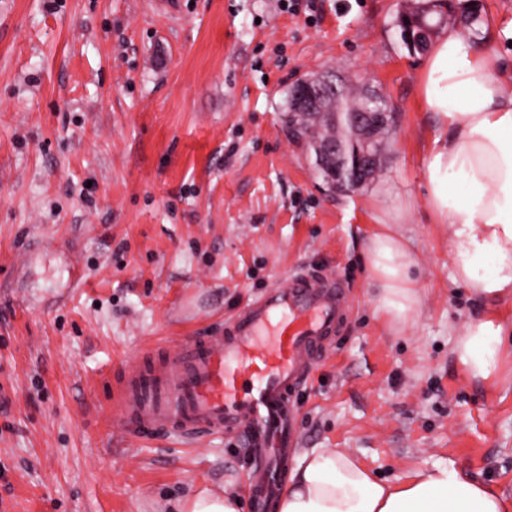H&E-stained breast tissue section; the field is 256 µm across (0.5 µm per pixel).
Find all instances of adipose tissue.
I'll list each match as a JSON object with an SVG mask.
<instances>
[{
	"label": "adipose tissue",
	"instance_id": "adipose-tissue-1",
	"mask_svg": "<svg viewBox=\"0 0 512 512\" xmlns=\"http://www.w3.org/2000/svg\"><path fill=\"white\" fill-rule=\"evenodd\" d=\"M499 56L451 28L435 42L422 70L423 102L446 136L425 162L433 215L450 224L454 282L495 304L512 298V96L497 70ZM364 257L382 287L379 313L403 325L420 305L411 275L415 259L387 233L373 235ZM512 324L468 322L455 351L475 379L495 377ZM276 512H512V502L454 464L418 472L392 485L378 481L350 454L305 452L275 504Z\"/></svg>",
	"mask_w": 512,
	"mask_h": 512
}]
</instances>
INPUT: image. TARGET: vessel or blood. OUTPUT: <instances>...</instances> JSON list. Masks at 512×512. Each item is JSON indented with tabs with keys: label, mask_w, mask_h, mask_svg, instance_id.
<instances>
[{
	"label": "vessel or blood",
	"mask_w": 512,
	"mask_h": 512,
	"mask_svg": "<svg viewBox=\"0 0 512 512\" xmlns=\"http://www.w3.org/2000/svg\"><path fill=\"white\" fill-rule=\"evenodd\" d=\"M344 315V292L333 277L294 274L265 289L218 335L133 362L114 402L118 426L132 439L236 432L254 450L246 487L264 507L298 444L294 398Z\"/></svg>",
	"instance_id": "1"
}]
</instances>
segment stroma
<instances>
[{
  "instance_id": "35a3bbf8",
  "label": "stroma",
  "mask_w": 512,
  "mask_h": 512,
  "mask_svg": "<svg viewBox=\"0 0 512 512\" xmlns=\"http://www.w3.org/2000/svg\"><path fill=\"white\" fill-rule=\"evenodd\" d=\"M406 0H0V512H180L238 493V438L131 443L113 394L141 352L216 335L262 290L323 270L346 318L296 397L297 453L340 448L379 480L454 463L512 498V348L468 377L464 325L512 322L453 281L449 225L425 160L443 133L424 54L400 41ZM481 47L512 0H478ZM332 73L394 113L381 174L329 191L284 123L297 80ZM390 225L421 303L377 312L364 245ZM182 512H241V502L233 494L202 489L188 498Z\"/></svg>"
}]
</instances>
